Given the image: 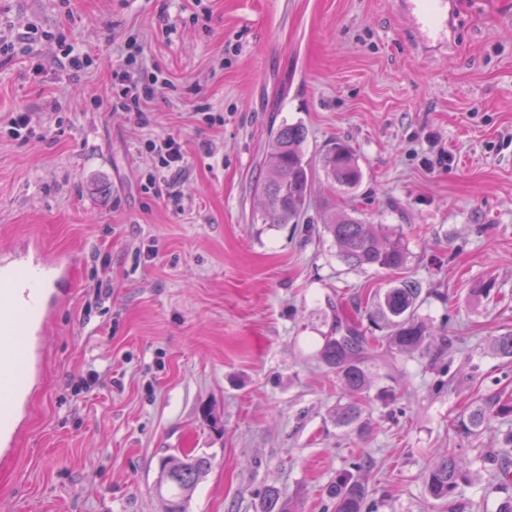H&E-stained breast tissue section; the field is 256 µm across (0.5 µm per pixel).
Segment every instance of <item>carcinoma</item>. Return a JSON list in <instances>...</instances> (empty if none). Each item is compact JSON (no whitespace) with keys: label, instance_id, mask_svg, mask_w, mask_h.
Instances as JSON below:
<instances>
[{"label":"carcinoma","instance_id":"1","mask_svg":"<svg viewBox=\"0 0 512 512\" xmlns=\"http://www.w3.org/2000/svg\"><path fill=\"white\" fill-rule=\"evenodd\" d=\"M307 136V129L300 123L282 124L270 134L264 171L254 198L259 211L273 224L297 223L307 207L316 172L304 152ZM321 164L327 177L344 189L354 188L362 178L353 151L343 142L329 148ZM324 229L336 245L339 258L352 267L376 270L406 267L408 249L400 234L346 213L333 216ZM421 303L420 283L408 278L396 281L379 298L375 321L387 329L384 337L387 348L407 355L423 351L429 335L418 314ZM492 345L497 356L512 360L511 330L494 337ZM374 353V345L358 326L338 316L332 334L324 338L320 357L336 370L347 389L360 394L369 387L365 363ZM362 413V406L350 401L337 410L336 421L349 426L358 421ZM490 415L511 416L512 399L496 395L472 407L467 419L459 422V432L467 438L477 437ZM210 467V458L192 451L163 459L158 487H166L169 494L167 512H186V504ZM361 469L362 466L356 464L354 471H345L336 479V486L330 490L333 512H372L367 505V489L356 475ZM464 482L465 475L453 453L424 474L426 490L435 500L451 498ZM263 512H293L291 500L278 490H270L265 496Z\"/></svg>","mask_w":512,"mask_h":512}]
</instances>
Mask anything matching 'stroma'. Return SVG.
I'll use <instances>...</instances> for the list:
<instances>
[{
    "label": "stroma",
    "instance_id": "obj_1",
    "mask_svg": "<svg viewBox=\"0 0 512 512\" xmlns=\"http://www.w3.org/2000/svg\"><path fill=\"white\" fill-rule=\"evenodd\" d=\"M400 0H0V250L36 238L77 258L42 336L0 512H164L163 457L212 460L187 512H331L361 464L375 512H500L485 478L512 418L478 439L470 405L512 394L491 349L512 330V0H455L452 47L416 44ZM158 76L148 122L112 105L126 40ZM90 67L63 65L66 48ZM31 112L35 132L7 121ZM308 129L309 160L347 143L362 170L338 192L317 174L299 223L254 204L269 132ZM173 136L175 187L146 189V140ZM452 162L443 165L441 154ZM344 210L400 232L433 344L369 365L350 393L318 358L335 313L383 336L371 304L394 272L346 265L325 233ZM90 387H83L89 372ZM457 452L468 475L432 499L423 476Z\"/></svg>",
    "mask_w": 512,
    "mask_h": 512
}]
</instances>
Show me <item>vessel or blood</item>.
Wrapping results in <instances>:
<instances>
[{
	"mask_svg": "<svg viewBox=\"0 0 512 512\" xmlns=\"http://www.w3.org/2000/svg\"><path fill=\"white\" fill-rule=\"evenodd\" d=\"M430 13L416 12L419 29L436 36L453 32V0H428ZM74 262L30 242L0 252V457L9 458L19 433L28 382L41 363L40 338L71 280Z\"/></svg>",
	"mask_w": 512,
	"mask_h": 512,
	"instance_id": "vessel-or-blood-1",
	"label": "vessel or blood"
}]
</instances>
